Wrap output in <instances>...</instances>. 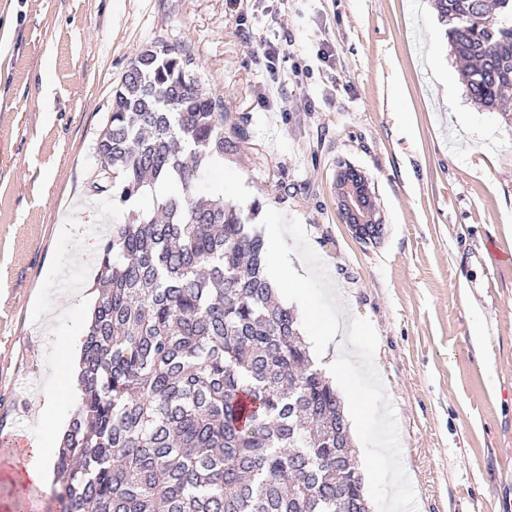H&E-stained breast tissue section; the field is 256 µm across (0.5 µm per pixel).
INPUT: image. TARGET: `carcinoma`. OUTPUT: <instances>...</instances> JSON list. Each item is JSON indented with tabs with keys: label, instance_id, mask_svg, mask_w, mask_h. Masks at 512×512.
Wrapping results in <instances>:
<instances>
[{
	"label": "carcinoma",
	"instance_id": "1",
	"mask_svg": "<svg viewBox=\"0 0 512 512\" xmlns=\"http://www.w3.org/2000/svg\"><path fill=\"white\" fill-rule=\"evenodd\" d=\"M476 104L512 105V0H434ZM191 52L130 63L97 144L95 191L135 207L103 245L81 402L55 460L65 512H369L335 387L276 299L261 235L198 193L237 148ZM152 199L146 208L143 202Z\"/></svg>",
	"mask_w": 512,
	"mask_h": 512
}]
</instances>
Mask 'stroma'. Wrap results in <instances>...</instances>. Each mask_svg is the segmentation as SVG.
Returning <instances> with one entry per match:
<instances>
[{
  "label": "stroma",
  "mask_w": 512,
  "mask_h": 512,
  "mask_svg": "<svg viewBox=\"0 0 512 512\" xmlns=\"http://www.w3.org/2000/svg\"><path fill=\"white\" fill-rule=\"evenodd\" d=\"M433 0H0V432L42 431L54 392L79 399L37 318L48 289L94 291L103 236L127 210L94 194L112 90L146 45L192 52L242 135L206 184L279 224L315 269L321 316L344 317L349 386L384 400L397 455L366 482L370 512L512 504V120L469 99ZM289 40L270 74L264 39ZM332 48L333 67L318 59ZM367 178L384 226L356 239L333 181ZM88 249L73 258L69 241Z\"/></svg>",
  "instance_id": "obj_1"
}]
</instances>
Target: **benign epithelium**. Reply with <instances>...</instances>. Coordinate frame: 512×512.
Returning <instances> with one entry per match:
<instances>
[{
    "label": "benign epithelium",
    "instance_id": "benign-epithelium-1",
    "mask_svg": "<svg viewBox=\"0 0 512 512\" xmlns=\"http://www.w3.org/2000/svg\"><path fill=\"white\" fill-rule=\"evenodd\" d=\"M334 192L343 223L362 241L380 237L383 227L377 218L376 203L368 180L349 168L337 171Z\"/></svg>",
    "mask_w": 512,
    "mask_h": 512
}]
</instances>
